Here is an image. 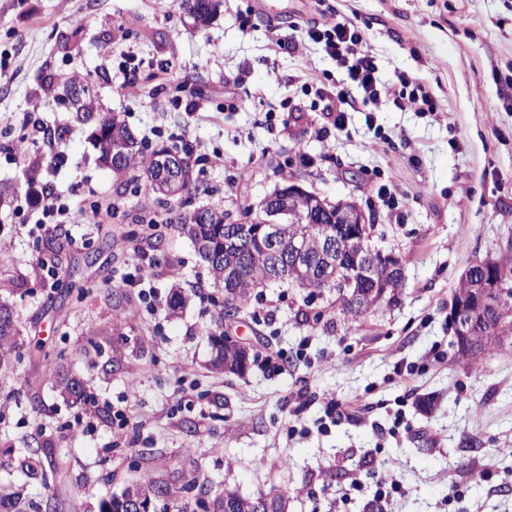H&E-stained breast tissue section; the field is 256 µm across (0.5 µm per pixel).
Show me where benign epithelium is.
Masks as SVG:
<instances>
[{"label": "benign epithelium", "mask_w": 512, "mask_h": 512, "mask_svg": "<svg viewBox=\"0 0 512 512\" xmlns=\"http://www.w3.org/2000/svg\"><path fill=\"white\" fill-rule=\"evenodd\" d=\"M157 169V182L170 189L177 185L176 172L180 167L179 157L173 154H160ZM263 219L258 224H237L229 229L227 243L238 246L253 240L265 246L268 261L276 270L298 268L306 262L301 240L314 235L321 242L320 257L322 271L327 272L336 265L337 259L348 255L351 259L347 274L336 279L321 276L322 287L337 282L343 290L356 287V284L375 276L377 270L385 268L396 276L403 275L399 257L393 252H383L371 247L366 241L364 225L369 219L362 209L348 215L338 223L336 229L322 224H307L305 217L298 211L288 208V197L277 193L266 195L260 202ZM356 224L359 230H349L347 225ZM485 262L472 263L462 275V280L474 282V288L465 295L452 297L450 303V321L457 339L456 351L467 354L478 349L476 337L482 342L495 344L505 341L506 336L486 335L484 320L489 312L498 316V322L505 320L503 307L504 288L502 270L496 266H487L491 272L488 278H479L477 270L484 269Z\"/></svg>", "instance_id": "obj_1"}]
</instances>
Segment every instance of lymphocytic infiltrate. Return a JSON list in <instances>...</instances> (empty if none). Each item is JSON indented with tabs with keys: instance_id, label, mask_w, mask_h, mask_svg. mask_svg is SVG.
I'll return each mask as SVG.
<instances>
[{
	"instance_id": "lymphocytic-infiltrate-1",
	"label": "lymphocytic infiltrate",
	"mask_w": 512,
	"mask_h": 512,
	"mask_svg": "<svg viewBox=\"0 0 512 512\" xmlns=\"http://www.w3.org/2000/svg\"><path fill=\"white\" fill-rule=\"evenodd\" d=\"M267 33L279 53H299L309 40L322 44L340 72L335 84L337 112L363 111L380 104L397 108L410 105L431 114L437 110L434 95L417 79L405 73L393 80L379 77L362 28L350 20L326 18L308 25L300 35L278 26L269 27ZM33 209L39 214L34 228L44 234L57 233L68 224H95L100 218L99 210L74 212L48 195L35 200Z\"/></svg>"
}]
</instances>
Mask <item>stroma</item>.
Instances as JSON below:
<instances>
[{"label": "stroma", "mask_w": 512, "mask_h": 512, "mask_svg": "<svg viewBox=\"0 0 512 512\" xmlns=\"http://www.w3.org/2000/svg\"><path fill=\"white\" fill-rule=\"evenodd\" d=\"M326 3L364 30L380 77L418 78L436 115L383 105L317 138L329 100L304 84L336 63L311 41L301 55L275 53L266 36L271 25L305 29L315 0H258L248 29L247 0H221L201 30L176 0H0V185L11 187L0 199V301L21 331L20 362L0 370V481L30 512H98L143 476L181 503L201 486L245 497L285 487L288 512H370L376 481L392 477L403 494L391 512H512V349L487 351L473 371L449 325L465 269L512 239V0ZM133 66L138 94L123 87ZM166 68L157 107L147 92ZM70 83L88 87L91 119L70 111ZM228 91L242 108L226 107ZM112 114L145 152L198 146L222 161L195 173L185 203L159 204L146 179L99 160V121ZM30 117L40 130L14 155V128ZM374 171L394 178L399 213L368 200ZM290 177L372 215V246L404 266L397 304L353 319L335 289L284 282L255 289L244 320H220L224 288L178 219L199 207L238 214ZM42 186L75 209L119 207L32 235L25 194ZM130 232L157 304L122 280L135 258L115 242ZM39 256L54 277L34 275ZM223 332L249 345L243 374L211 364L210 337ZM59 370L87 384L89 403L61 395ZM331 396L342 417L321 432ZM26 448L55 459L50 485L15 468Z\"/></svg>", "instance_id": "35a3bbf8"}]
</instances>
